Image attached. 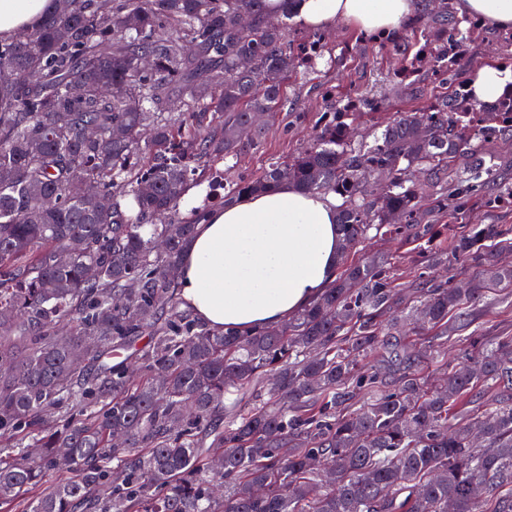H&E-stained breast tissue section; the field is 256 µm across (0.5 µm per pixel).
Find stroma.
I'll return each mask as SVG.
<instances>
[{
	"label": "stroma",
	"instance_id": "1",
	"mask_svg": "<svg viewBox=\"0 0 512 512\" xmlns=\"http://www.w3.org/2000/svg\"><path fill=\"white\" fill-rule=\"evenodd\" d=\"M296 68L283 84L287 104L270 119L263 137L251 147L237 164L227 161L212 163L210 176L219 181L216 194H223L226 184L260 175L269 162L287 158L309 146L324 124L332 99L352 104L351 117L364 141L381 134L383 124L394 113L425 110L447 88L432 82L428 59H420L417 73H409L405 61L381 37L365 35L352 25L338 23L322 31L324 55L315 66L304 60L303 47L309 31L296 24L285 30ZM512 59V46L495 40L494 31L481 27L474 33L462 65L466 74L479 68ZM382 101L381 111L364 105V97ZM449 232H457L465 224H502L512 228V202L488 204L484 197L461 203H448L444 219ZM476 326L488 336H512V295L493 292L474 307Z\"/></svg>",
	"mask_w": 512,
	"mask_h": 512
}]
</instances>
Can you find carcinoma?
I'll use <instances>...</instances> for the list:
<instances>
[{"mask_svg": "<svg viewBox=\"0 0 512 512\" xmlns=\"http://www.w3.org/2000/svg\"><path fill=\"white\" fill-rule=\"evenodd\" d=\"M415 5L411 35L386 42L446 75L448 31L463 33L452 0ZM294 67L266 0H66L0 41L13 74L0 84V512L46 477L25 512H512V336L481 335L469 313L512 288L497 262L512 239L477 224L437 244L448 199L498 179L460 125L483 102L399 112L371 145L339 107L308 147L224 195L285 178L333 192L341 252L394 236L430 268L461 260L463 285L428 271L404 285L380 254L275 331L207 329L180 308L196 223L156 220L202 165L262 137ZM464 331L450 379L424 376ZM267 374V399L224 405Z\"/></svg>", "mask_w": 512, "mask_h": 512, "instance_id": "carcinoma-1", "label": "carcinoma"}]
</instances>
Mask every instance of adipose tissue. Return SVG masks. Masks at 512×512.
Instances as JSON below:
<instances>
[{"instance_id": "ef3b65f1", "label": "adipose tissue", "mask_w": 512, "mask_h": 512, "mask_svg": "<svg viewBox=\"0 0 512 512\" xmlns=\"http://www.w3.org/2000/svg\"><path fill=\"white\" fill-rule=\"evenodd\" d=\"M414 0H268L271 15L292 10L311 30L350 22L397 34ZM54 0H0V37L37 27ZM459 16L512 30V0H455ZM341 204L332 193L291 184L212 208L195 228L179 269L184 305L208 327H274L316 301L336 279Z\"/></svg>"}]
</instances>
